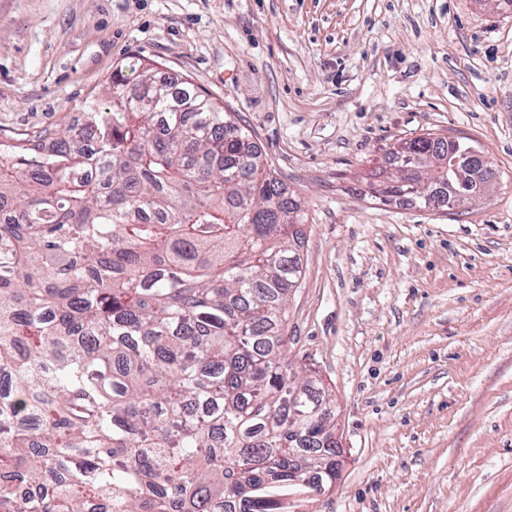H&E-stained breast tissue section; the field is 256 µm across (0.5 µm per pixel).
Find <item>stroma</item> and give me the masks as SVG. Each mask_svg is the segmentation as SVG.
<instances>
[{"label":"stroma","mask_w":512,"mask_h":512,"mask_svg":"<svg viewBox=\"0 0 512 512\" xmlns=\"http://www.w3.org/2000/svg\"><path fill=\"white\" fill-rule=\"evenodd\" d=\"M140 59L252 133L304 202L288 359L336 401L334 490L292 512H512V12L492 0H0V127L82 118ZM426 133L479 144L488 198L374 204Z\"/></svg>","instance_id":"obj_1"}]
</instances>
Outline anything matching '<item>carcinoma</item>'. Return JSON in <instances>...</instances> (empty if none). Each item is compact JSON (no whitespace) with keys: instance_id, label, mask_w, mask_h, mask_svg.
<instances>
[{"instance_id":"carcinoma-1","label":"carcinoma","mask_w":512,"mask_h":512,"mask_svg":"<svg viewBox=\"0 0 512 512\" xmlns=\"http://www.w3.org/2000/svg\"><path fill=\"white\" fill-rule=\"evenodd\" d=\"M83 122L0 129V512H288L336 487L322 378L288 362L304 211L253 135L140 60ZM401 141L368 198L448 199Z\"/></svg>"}]
</instances>
